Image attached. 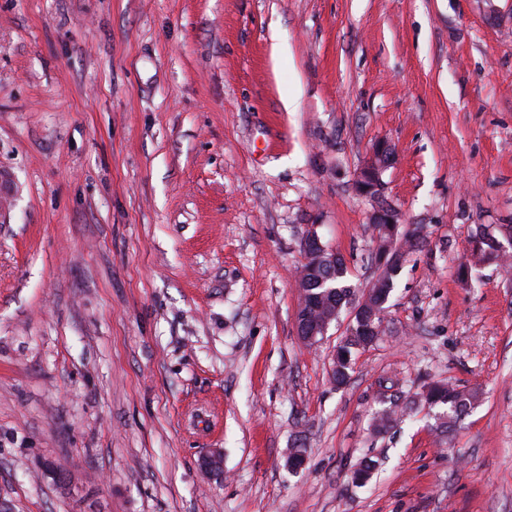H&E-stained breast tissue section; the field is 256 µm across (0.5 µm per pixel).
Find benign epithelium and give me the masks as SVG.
Wrapping results in <instances>:
<instances>
[{
  "instance_id": "obj_1",
  "label": "benign epithelium",
  "mask_w": 512,
  "mask_h": 512,
  "mask_svg": "<svg viewBox=\"0 0 512 512\" xmlns=\"http://www.w3.org/2000/svg\"><path fill=\"white\" fill-rule=\"evenodd\" d=\"M391 148L382 143L372 152V156L359 176L357 187L359 192L371 199L374 203L371 223L384 224L386 228L376 235L377 253L381 257V263L393 264L400 259L399 246L395 242V229L391 225L399 223L397 212L384 201L383 182L378 176L391 164ZM317 225H309V229L302 239L301 249L304 259L309 261L322 250L325 246L322 244L321 237L316 231ZM296 288L299 289V305L296 314V329L300 338L305 342H313L316 337L326 335L330 324L336 320V315L327 316L323 319H316L312 316L310 309L307 308L306 294L301 276H296Z\"/></svg>"
}]
</instances>
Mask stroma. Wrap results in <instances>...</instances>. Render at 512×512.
Segmentation results:
<instances>
[{
	"instance_id": "stroma-1",
	"label": "stroma",
	"mask_w": 512,
	"mask_h": 512,
	"mask_svg": "<svg viewBox=\"0 0 512 512\" xmlns=\"http://www.w3.org/2000/svg\"><path fill=\"white\" fill-rule=\"evenodd\" d=\"M381 142L426 244L339 388L294 272L314 224L375 279ZM0 175V512H512V266L458 277L512 253V0H0ZM436 381L448 436L371 433ZM472 242L474 253L480 256L476 259L478 263L498 261L506 255L499 241L493 235L486 234V229L479 230L472 237ZM421 397L430 407L446 406V409L439 412L442 416L437 418L439 422L436 429L447 433L451 424L476 403L479 395L477 392L460 390L452 384L434 383L425 388Z\"/></svg>"
}]
</instances>
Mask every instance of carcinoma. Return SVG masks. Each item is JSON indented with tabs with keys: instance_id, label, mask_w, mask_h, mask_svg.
<instances>
[{
	"instance_id": "carcinoma-1",
	"label": "carcinoma",
	"mask_w": 512,
	"mask_h": 512,
	"mask_svg": "<svg viewBox=\"0 0 512 512\" xmlns=\"http://www.w3.org/2000/svg\"><path fill=\"white\" fill-rule=\"evenodd\" d=\"M473 251L479 255L477 262L484 263L498 261L505 256V252L499 241L486 234V230L477 232L472 237ZM319 269L311 270L305 263L300 264L298 271L302 274L303 281L308 283L309 299L315 305L316 314L341 311L342 308L351 303L354 295L352 285L348 284L347 266L341 259L331 263L323 257L318 260ZM400 267L393 264L381 271L378 278L372 285L369 295L370 302H380V310H385L394 289V280L398 275ZM355 334L351 336L343 347L344 353L340 361L336 363L333 381L340 387L347 382L349 369L354 353L361 347L373 343L376 335L372 334L368 325L359 322L354 324ZM479 395L476 392L460 390L451 384L434 383L428 385L422 392V399L432 407L438 405L446 406L438 418L437 429L442 433L448 432L451 424L466 413L476 403ZM412 410L411 402L402 404L393 403L385 409L386 416L376 424L379 429H393L408 411Z\"/></svg>"
}]
</instances>
